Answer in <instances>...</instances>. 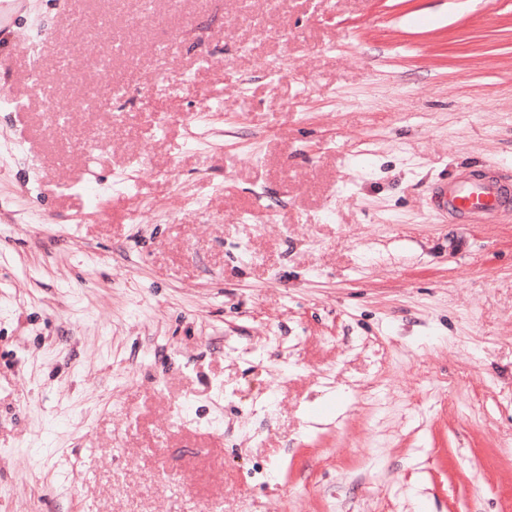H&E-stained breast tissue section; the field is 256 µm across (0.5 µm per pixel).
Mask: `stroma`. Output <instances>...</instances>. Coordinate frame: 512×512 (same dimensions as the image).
I'll return each mask as SVG.
<instances>
[{
    "label": "stroma",
    "mask_w": 512,
    "mask_h": 512,
    "mask_svg": "<svg viewBox=\"0 0 512 512\" xmlns=\"http://www.w3.org/2000/svg\"><path fill=\"white\" fill-rule=\"evenodd\" d=\"M24 29L0 512H512V210L431 199L512 176V0H28ZM449 221L495 222L498 214L512 209V185L498 175L462 171L436 188Z\"/></svg>",
    "instance_id": "1"
}]
</instances>
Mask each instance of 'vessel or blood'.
<instances>
[{
    "mask_svg": "<svg viewBox=\"0 0 512 512\" xmlns=\"http://www.w3.org/2000/svg\"><path fill=\"white\" fill-rule=\"evenodd\" d=\"M26 0H0V34L7 43L0 47V66L17 56L34 58L35 39L20 32L16 23ZM449 220L494 223L498 214L512 209V184L496 175L463 171L436 189Z\"/></svg>",
    "mask_w": 512,
    "mask_h": 512,
    "instance_id": "1",
    "label": "vessel or blood"
}]
</instances>
